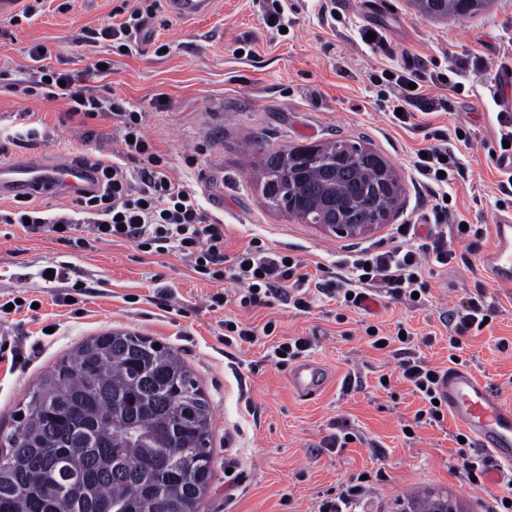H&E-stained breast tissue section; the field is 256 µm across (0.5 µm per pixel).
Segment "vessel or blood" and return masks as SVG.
I'll return each instance as SVG.
<instances>
[{
  "label": "vessel or blood",
  "mask_w": 512,
  "mask_h": 512,
  "mask_svg": "<svg viewBox=\"0 0 512 512\" xmlns=\"http://www.w3.org/2000/svg\"><path fill=\"white\" fill-rule=\"evenodd\" d=\"M212 4L213 0H169L172 13L185 18L207 13ZM89 185L86 170L65 157L35 158L23 164L0 162V197L77 195ZM493 237L480 266L493 281L512 283V213L496 217ZM288 382L299 397L311 400L322 389L324 374L315 363L304 360L289 369ZM436 390L453 420L487 452L493 464L487 472L488 483H499L506 471H512V405H505L487 382L465 368L443 369Z\"/></svg>",
  "instance_id": "1"
}]
</instances>
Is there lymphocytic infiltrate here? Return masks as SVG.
<instances>
[{
	"mask_svg": "<svg viewBox=\"0 0 512 512\" xmlns=\"http://www.w3.org/2000/svg\"><path fill=\"white\" fill-rule=\"evenodd\" d=\"M114 12L121 15V22L90 30L87 42L106 41L116 49L137 46L140 36L148 34L154 23L155 0H139L138 7L130 11L120 5ZM49 56L44 45L30 48L31 79H5L0 90L26 99L63 102L65 119L72 121L87 143L98 139L90 127L91 120L116 118L119 147L108 156L97 149L78 156V163L90 172L93 188L76 197L70 212L52 213L21 200L14 211L0 214V222L22 225L28 233L52 234L57 241L77 249L87 247L94 239L126 241L148 252L178 255L192 269L202 270L210 281L235 283L234 293L211 296L215 309L232 301L249 310L275 299L304 312L321 295L348 307L360 304L372 289L391 300L408 302L413 294H427L423 278L427 265L445 266L455 259V252L448 247L449 236L468 240L470 250L479 248L481 230L463 226L461 220L452 217L453 210L446 200L448 187L453 180L464 178L466 170L448 145L451 132L437 129L424 154L413 155L410 160L411 172L434 200L430 214L433 230L426 243H416L414 225H405L395 246L385 251L371 247L354 251L341 262L333 279L303 273L302 260L268 248L256 237L236 252L227 253L223 225L209 219L196 192L172 176L165 155L146 136V113L127 108L121 98L96 96L83 73L55 70L47 63ZM464 69L461 62L435 73L409 64L387 66L376 80L392 87L394 100L403 110L395 123L404 127L410 125L411 107L423 99L425 88L435 86L462 94ZM490 315L478 296L449 308V362L461 363L463 338L480 329ZM411 341L407 334L383 338L385 347L399 357L402 378L421 395L424 407L417 411L416 420L440 421L443 411L434 404L439 371L412 356Z\"/></svg>",
	"mask_w": 512,
	"mask_h": 512,
	"instance_id": "f902f5d3",
	"label": "lymphocytic infiltrate"
}]
</instances>
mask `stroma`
Here are the masks:
<instances>
[{
	"label": "stroma",
	"instance_id": "1",
	"mask_svg": "<svg viewBox=\"0 0 512 512\" xmlns=\"http://www.w3.org/2000/svg\"><path fill=\"white\" fill-rule=\"evenodd\" d=\"M120 2L42 0L39 12L17 24L0 15V74L24 76L27 51L36 44L49 48L59 71L111 59L109 80L93 77L90 86L146 112L147 137L173 176L197 191L205 212L223 222L230 249L257 237L304 260L312 274L320 264L335 269L349 250L394 246L396 225L420 224L431 210L430 193L410 172L411 157L429 144L434 129L457 126L470 130L472 141L462 152L469 173L452 186V204L482 226L484 236L475 253L466 241L452 240L456 257L425 271L429 294L418 308L386 298L345 308L321 297L305 312L277 301L244 312L231 303L211 309L209 298L224 291V283L205 280L174 254L147 253L128 242L77 250L51 235L0 223V299L38 302L0 313V341L29 356L18 365L0 357V439L14 431L16 410L43 374L79 343L108 331L135 332L175 350L209 401L213 477L198 512H315L324 494L361 476L369 489L358 512H398L404 499L428 493L457 500L461 512H486L502 487L468 481L455 440L462 428L451 416L415 421L420 398L400 376L396 358L371 347L365 330L374 325L392 335L404 325L416 355L447 367L448 326L440 315L483 290L493 320L465 337L462 358L512 405V284L491 282L479 265L481 251L493 242L502 178L487 154L496 144V114L512 98V81L499 78L504 66L512 67V0H493L488 10L460 20L428 17L411 0H291L295 23L281 35L265 25L256 0H216L210 14L191 21L158 0L154 43L126 55L106 42L84 43L87 30L108 23ZM364 27L384 34L386 51L361 42ZM160 44L166 53H156ZM241 46L246 55H237ZM454 58L466 61L464 94L429 89L411 126L394 125L387 94L371 79L374 69L406 59L443 69ZM159 93L166 103L158 108L153 100ZM441 97L448 110L434 107ZM64 110L58 102L0 94V141L25 131L27 112L48 132L42 140L9 146L8 160L86 152ZM336 139L364 142L388 160L404 186L390 223L358 238L336 237L263 202L268 155ZM50 264L64 269L65 278L45 283L40 272ZM77 281L86 289L67 303ZM236 318L259 326L272 320L276 329L250 345H225L224 322ZM293 337L311 339L303 357L328 374L324 391L310 401L295 395L286 369L269 359L273 345ZM383 375L390 378L385 388ZM350 377L359 381L351 391L344 387ZM342 420L354 441L323 448Z\"/></svg>",
	"mask_w": 512,
	"mask_h": 512
}]
</instances>
